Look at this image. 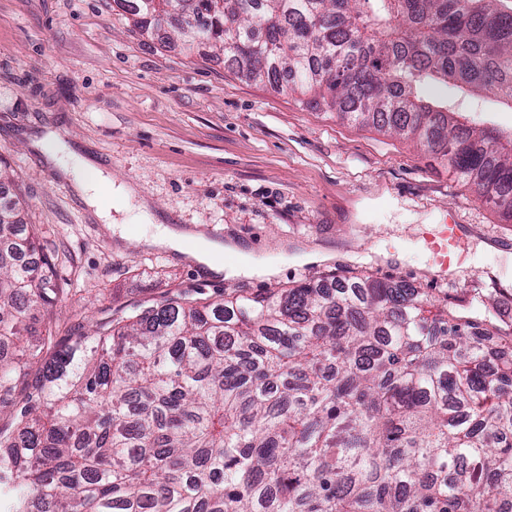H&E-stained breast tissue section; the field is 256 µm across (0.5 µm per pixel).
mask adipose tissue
I'll use <instances>...</instances> for the list:
<instances>
[{"instance_id": "1", "label": "adipose tissue", "mask_w": 512, "mask_h": 512, "mask_svg": "<svg viewBox=\"0 0 512 512\" xmlns=\"http://www.w3.org/2000/svg\"><path fill=\"white\" fill-rule=\"evenodd\" d=\"M80 165L86 175L78 179L76 187L94 215L104 224H111L113 212L125 209L134 199L135 191L130 186L114 184L92 161L81 160ZM148 248H159L175 253L185 254L208 273L217 276H265L269 270L253 265L248 258H241L237 264L224 265L217 259L223 253L222 244L204 239L197 240L192 250H185L184 231L166 224L155 225L153 231L142 234L139 238Z\"/></svg>"}]
</instances>
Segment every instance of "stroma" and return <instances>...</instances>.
I'll use <instances>...</instances> for the list:
<instances>
[{
  "label": "stroma",
  "instance_id": "35a3bbf8",
  "mask_svg": "<svg viewBox=\"0 0 512 512\" xmlns=\"http://www.w3.org/2000/svg\"><path fill=\"white\" fill-rule=\"evenodd\" d=\"M91 158L140 202L112 236L35 141ZM0 161L57 277L60 335L169 291L256 292L327 275L403 279L452 295L501 288L512 322V223L415 143L248 79L208 44L143 34L116 0H0ZM462 225L453 276L423 245ZM235 242L268 277L204 273L139 236L156 224ZM325 261L302 263L303 253Z\"/></svg>",
  "mask_w": 512,
  "mask_h": 512
}]
</instances>
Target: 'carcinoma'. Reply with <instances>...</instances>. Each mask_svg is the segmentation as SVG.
Masks as SVG:
<instances>
[{"instance_id": "carcinoma-1", "label": "carcinoma", "mask_w": 512, "mask_h": 512, "mask_svg": "<svg viewBox=\"0 0 512 512\" xmlns=\"http://www.w3.org/2000/svg\"><path fill=\"white\" fill-rule=\"evenodd\" d=\"M117 2L142 32L193 13L186 46L420 144L512 223V131L424 97L512 105L498 0ZM43 239L0 192L3 512H512V325L483 289L176 292L59 336Z\"/></svg>"}]
</instances>
